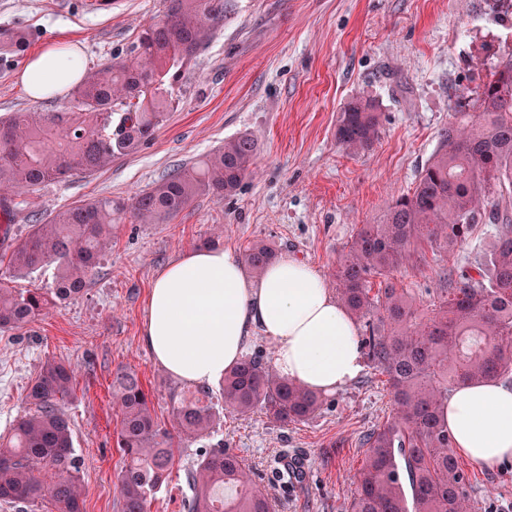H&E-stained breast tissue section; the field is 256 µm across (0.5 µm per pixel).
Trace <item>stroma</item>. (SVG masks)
I'll use <instances>...</instances> for the list:
<instances>
[{
    "instance_id": "obj_1",
    "label": "stroma",
    "mask_w": 512,
    "mask_h": 512,
    "mask_svg": "<svg viewBox=\"0 0 512 512\" xmlns=\"http://www.w3.org/2000/svg\"><path fill=\"white\" fill-rule=\"evenodd\" d=\"M165 0H0V33L27 34L24 55L0 62V116L47 112L69 95L32 100L18 74L25 57L77 44L84 65L107 63L157 22ZM512 53V0H235V8L183 69L179 93L148 145L103 171L52 182L16 199L14 238L35 220L79 201L126 200L173 169L242 133L258 142L256 168L235 195L195 198L165 224L124 221L86 291L21 329L0 330V436L32 412L28 387L44 362L75 367L63 403L74 435L84 512H117L122 467L112 406L117 368L136 371L158 422L174 430L169 394L183 391L141 341L155 273L185 250L214 241L244 253L253 242L315 266L332 279L355 230L379 223L389 202L410 193L460 97H473L488 70ZM361 96L380 114L379 138L352 155L336 142L343 105ZM484 232L455 254H431L398 273L428 300L441 268L464 264ZM392 412L372 368L332 393L312 420L280 425L260 413H225L220 438L258 475L283 457L305 470L300 487L267 489L275 512H348L361 465L360 439ZM207 440L183 442L150 512H183L186 469ZM473 512H512V466H477Z\"/></svg>"
}]
</instances>
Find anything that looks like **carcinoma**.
I'll return each instance as SVG.
<instances>
[{
    "label": "carcinoma",
    "instance_id": "carcinoma-1",
    "mask_svg": "<svg viewBox=\"0 0 512 512\" xmlns=\"http://www.w3.org/2000/svg\"><path fill=\"white\" fill-rule=\"evenodd\" d=\"M234 0H166L163 17L145 28L123 55L89 67L58 112H15L0 118V236L10 237L15 197L73 173L102 170L112 159L151 141L172 103L183 66L234 10ZM14 32L0 41V59L26 49ZM372 102L350 101L336 124L348 153L369 148L380 132ZM257 140L241 133L199 164L168 173L130 203L97 200L68 206L31 225L0 263L14 277L54 268L50 295L17 292L0 282V329H21L51 302L82 294L127 215L164 224L200 194L234 195L253 173ZM512 54L487 75L473 99L457 104L413 191L389 205L378 224L361 225L336 268L339 301L362 324L360 350L387 377L394 413L363 435L366 448L351 512H471L472 482L453 453L443 409L465 384L512 382ZM492 242L473 262L442 273L448 287L421 310L394 272L418 267L426 250L453 252L476 227ZM278 256L264 241L245 253L257 275ZM380 278L378 288L373 279ZM76 383L71 366L43 364L27 398L36 410L19 419L0 444V505L42 498L57 512H82L71 422L60 402ZM179 440L155 420L139 375L112 378L118 409L116 447L121 512H150L167 482L178 441L210 438L225 411H255L279 424L313 419L328 399L281 378L260 352L246 353L224 375L219 395L200 389L171 393ZM55 478L45 481L42 472ZM184 512H272V501L245 460L219 439L186 470Z\"/></svg>",
    "mask_w": 512,
    "mask_h": 512
}]
</instances>
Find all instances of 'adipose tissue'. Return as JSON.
I'll use <instances>...</instances> for the list:
<instances>
[{"label":"adipose tissue","mask_w":512,"mask_h":512,"mask_svg":"<svg viewBox=\"0 0 512 512\" xmlns=\"http://www.w3.org/2000/svg\"><path fill=\"white\" fill-rule=\"evenodd\" d=\"M79 55L74 45L45 48L25 63L20 81L33 100L62 95L80 76L65 61ZM255 331L273 344L278 375L312 391H336L363 370L358 326L311 264L284 256L254 279L234 251L201 248L157 272L143 343L181 382L222 383ZM444 417L457 454L489 468L512 460V386L490 381L460 387Z\"/></svg>","instance_id":"adipose-tissue-1"}]
</instances>
